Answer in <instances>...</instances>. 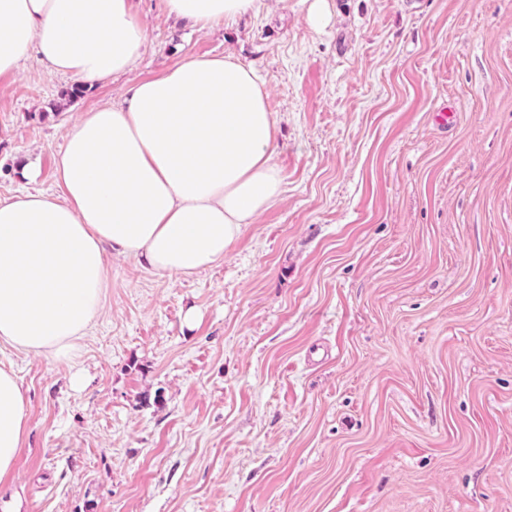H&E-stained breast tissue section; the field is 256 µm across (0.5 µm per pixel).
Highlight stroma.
I'll list each match as a JSON object with an SVG mask.
<instances>
[{
    "mask_svg": "<svg viewBox=\"0 0 512 512\" xmlns=\"http://www.w3.org/2000/svg\"><path fill=\"white\" fill-rule=\"evenodd\" d=\"M314 2L198 32L140 0L127 73L0 75V198L57 191L69 122L201 55L264 81L284 189L196 274L108 252L75 361L0 345L6 512H512V0ZM27 426V402L13 370L0 367V482L15 473Z\"/></svg>",
    "mask_w": 512,
    "mask_h": 512,
    "instance_id": "1",
    "label": "stroma"
}]
</instances>
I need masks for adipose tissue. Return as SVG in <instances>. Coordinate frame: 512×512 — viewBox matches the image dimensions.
I'll use <instances>...</instances> for the list:
<instances>
[{"instance_id":"ef3b65f1","label":"adipose tissue","mask_w":512,"mask_h":512,"mask_svg":"<svg viewBox=\"0 0 512 512\" xmlns=\"http://www.w3.org/2000/svg\"><path fill=\"white\" fill-rule=\"evenodd\" d=\"M254 2L161 0L200 30ZM146 39L134 0H0V75L34 53L91 86L129 71ZM277 140L264 82L230 56L190 58L79 114L55 155L59 194L0 200V343L74 360L111 282L107 250L170 275L222 261L281 198ZM26 426L17 377L0 367V482Z\"/></svg>"}]
</instances>
